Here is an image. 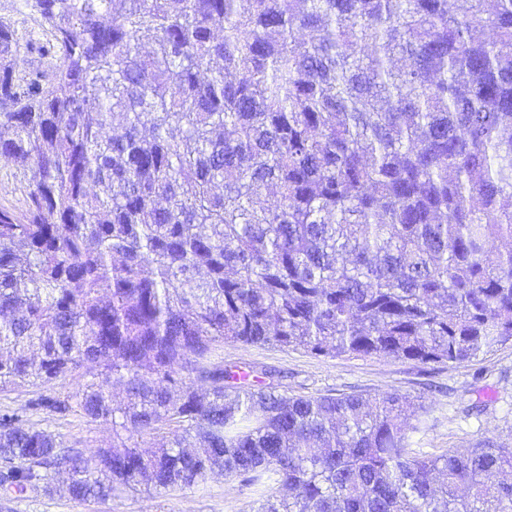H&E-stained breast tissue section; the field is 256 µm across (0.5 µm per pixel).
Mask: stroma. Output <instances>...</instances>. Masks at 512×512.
I'll return each mask as SVG.
<instances>
[{
	"instance_id": "stroma-1",
	"label": "stroma",
	"mask_w": 512,
	"mask_h": 512,
	"mask_svg": "<svg viewBox=\"0 0 512 512\" xmlns=\"http://www.w3.org/2000/svg\"><path fill=\"white\" fill-rule=\"evenodd\" d=\"M0 23L10 26L19 40L28 72L50 75L58 64L31 45L38 26L19 0H0ZM214 361L254 371H274L280 391L294 396L359 394L375 399L399 392L417 399L424 410L409 433L414 452L439 455L464 448L486 437L512 444V341L470 361L424 364L408 359L343 356L329 358L302 351L225 343ZM75 380L63 384L25 385L0 390V413L23 416L28 423L54 434L64 445L95 456L111 445L112 426L79 415H51L33 409L41 397L75 390ZM254 495L239 480L210 477L191 488L167 493H119L107 499L79 501L55 478L51 493L26 491L0 502V512H248Z\"/></svg>"
}]
</instances>
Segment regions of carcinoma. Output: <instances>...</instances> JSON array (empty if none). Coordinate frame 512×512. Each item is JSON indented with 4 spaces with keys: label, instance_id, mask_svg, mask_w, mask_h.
I'll return each mask as SVG.
<instances>
[{
    "label": "carcinoma",
    "instance_id": "carcinoma-1",
    "mask_svg": "<svg viewBox=\"0 0 512 512\" xmlns=\"http://www.w3.org/2000/svg\"><path fill=\"white\" fill-rule=\"evenodd\" d=\"M22 7L60 64L27 73L0 24V159L31 172L25 210L0 209V390L77 375L34 406L110 421L122 450L96 468L5 413L0 490L220 471L256 512H512L511 445L415 454L406 395L288 396L209 361L461 363L512 340V249L489 261L512 241V0Z\"/></svg>",
    "mask_w": 512,
    "mask_h": 512
}]
</instances>
